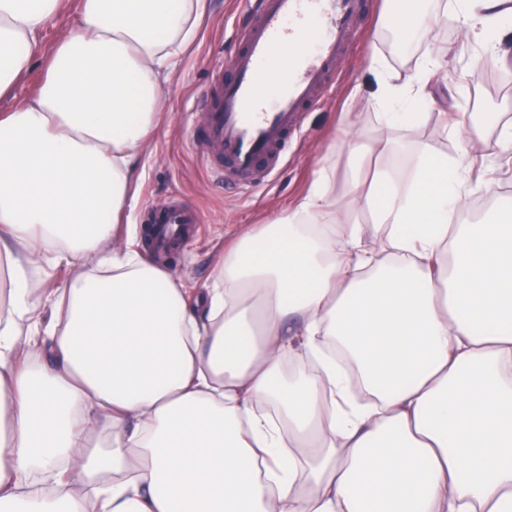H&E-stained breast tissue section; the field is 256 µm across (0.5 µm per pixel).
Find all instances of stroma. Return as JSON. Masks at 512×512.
<instances>
[{"label":"stroma","mask_w":512,"mask_h":512,"mask_svg":"<svg viewBox=\"0 0 512 512\" xmlns=\"http://www.w3.org/2000/svg\"><path fill=\"white\" fill-rule=\"evenodd\" d=\"M383 0H367L361 28L349 40L341 74L326 91L324 102L304 115L303 135L292 142L282 159L275 184L259 186L249 195L212 178L189 142L185 115L194 111L216 71L233 48L231 31L242 25L241 0H211L210 12L201 31L178 68L164 108L166 118L152 136L149 154L140 160L137 203L131 215L139 235H146L151 212L171 197L182 198L202 218L178 250L166 260L171 273L190 288L206 287L214 262L224 246L253 224L271 221L288 206L318 174L324 159L333 162L332 183L341 188L347 170V154L340 143L353 134L372 139L384 134L374 110L366 100L378 90L374 62L397 70H412L432 48L455 44L458 54L448 69L447 83L455 91L454 105L467 117L468 130L483 131L484 140L472 142L467 134L446 135L436 113H416V139L425 141L433 153L451 157L478 152L488 165L498 167L499 180L480 187L458 215L462 224H475L512 203V157L501 154L497 132L512 123V86L488 87L477 79L480 65H492L497 74L512 77V58L480 54L463 34V22L449 13L443 24L429 25L424 37L410 53L396 49L398 32L392 30L381 10Z\"/></svg>","instance_id":"stroma-1"}]
</instances>
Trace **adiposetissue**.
I'll return each instance as SVG.
<instances>
[{
	"instance_id": "adipose-tissue-1",
	"label": "adipose tissue",
	"mask_w": 512,
	"mask_h": 512,
	"mask_svg": "<svg viewBox=\"0 0 512 512\" xmlns=\"http://www.w3.org/2000/svg\"><path fill=\"white\" fill-rule=\"evenodd\" d=\"M434 3L392 17L400 52ZM61 4L0 0V512H512V220L459 223L475 156L420 141L368 182L395 142L354 137L343 195L320 169L188 290L124 220L210 0H79L43 51ZM449 7L504 53L512 0ZM453 56L379 70L382 124ZM65 4L59 11L57 16L53 18L43 31V46L44 50L49 51L54 43L64 34L71 32L76 25L77 14V0H65Z\"/></svg>"
}]
</instances>
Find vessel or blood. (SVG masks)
I'll list each match as a JSON object with an SVG mask.
<instances>
[{
  "label": "vessel or blood",
  "mask_w": 512,
  "mask_h": 512,
  "mask_svg": "<svg viewBox=\"0 0 512 512\" xmlns=\"http://www.w3.org/2000/svg\"><path fill=\"white\" fill-rule=\"evenodd\" d=\"M249 21L240 49L211 81L200 118L192 120L193 149L220 179L240 192L269 177L302 131V118L320 102L360 22L363 0H245ZM296 42L291 58L284 43ZM279 81H272V73ZM164 236L175 237L201 216L172 198L153 212Z\"/></svg>",
  "instance_id": "vessel-or-blood-1"
}]
</instances>
